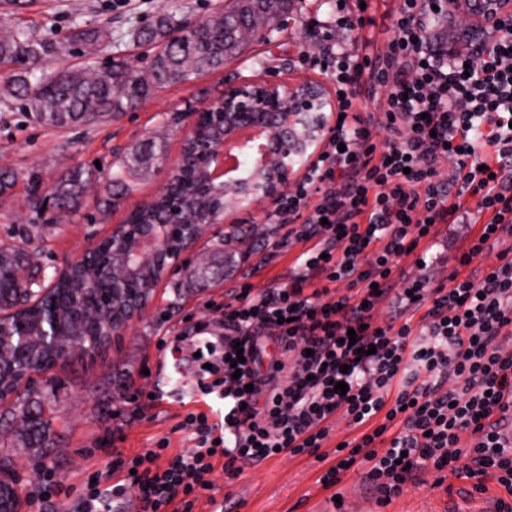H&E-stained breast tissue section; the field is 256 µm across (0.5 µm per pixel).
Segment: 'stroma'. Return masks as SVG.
<instances>
[{"label":"stroma","instance_id":"1","mask_svg":"<svg viewBox=\"0 0 512 512\" xmlns=\"http://www.w3.org/2000/svg\"><path fill=\"white\" fill-rule=\"evenodd\" d=\"M219 0H26L19 9L21 22L36 32L63 39L73 24L105 27L112 33L102 58L126 57L145 66L148 51L130 44L126 31L153 23L162 13L198 21ZM336 0H295L280 28L268 40L252 44L245 55L228 62L223 71L192 79L157 93L132 111L91 127L53 128L35 121L20 103L0 100V167L15 171L14 185L0 193V248L31 236L43 249L46 273L81 258L101 239L111 236L135 205L152 200L165 187L170 169H151L132 179V190L107 210L98 207L99 193H89L80 210L59 220L36 218L31 207V182L49 188L68 169L100 163L110 172L115 158L138 143L156 140L165 156L175 160L185 128L167 129L169 113L183 112L217 100L226 83L243 77L277 74L288 83L311 81L334 96L330 75L314 68L319 42L343 41L345 30L336 24ZM467 224H451L431 250L435 279L446 278L470 233ZM296 248L268 257L263 243L250 245L222 283L186 294L174 301L169 287L182 281L187 269L166 275L158 283L151 308L133 335L93 359L73 356L59 363L55 373L65 380L61 411L54 422L56 448L43 467L53 469L62 486H78L114 453L132 455L169 439V453H183L193 443L182 423L188 412L202 410L193 386L197 379L195 345L183 344L168 373L156 369L165 339L185 326L211 321L229 301L242 278L250 273L254 292L273 280H287ZM329 463L316 456H278L244 463L237 476L223 468L213 473V488L196 503L193 512H454L474 507L481 496L506 499L512 491L490 475L464 478L447 468L427 471L407 484L387 505H379L364 477V468L346 472L334 492L321 489L318 479ZM340 503H333V495Z\"/></svg>","mask_w":512,"mask_h":512}]
</instances>
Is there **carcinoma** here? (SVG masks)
<instances>
[{
    "instance_id": "obj_1",
    "label": "carcinoma",
    "mask_w": 512,
    "mask_h": 512,
    "mask_svg": "<svg viewBox=\"0 0 512 512\" xmlns=\"http://www.w3.org/2000/svg\"><path fill=\"white\" fill-rule=\"evenodd\" d=\"M291 0H224V7L208 17L189 24L161 15L147 26L126 32L129 41L152 52L150 66L137 71L126 59L112 58L101 65L98 53L112 33L101 28L76 26L65 40L55 41L16 21L0 29V69L10 73L0 92L6 98L26 101L32 117L47 126L66 128L102 122L142 104L158 92L206 73L224 69L249 44L238 38L241 26L256 29V39L274 32L281 17L288 13ZM70 44L82 46L86 57L76 68L54 69L52 65ZM163 159L162 152L128 149L113 166L107 184L89 169L73 168L52 187L49 196L33 181L32 206L41 213L51 199L56 217L78 210L89 189L104 186L101 204L109 207L117 196L130 191L129 177L141 167ZM138 224H167V197L158 196L155 208L137 213ZM41 251L25 241V246L0 249V312L11 318L0 329V345L11 350L0 358V423L13 428V437L0 443V455L42 458L56 447L51 414L60 411V381L41 374L64 360L55 344L68 334L95 347L108 346L101 336L104 321L112 319V299L130 303L140 288L112 275V269L99 267V260L88 255L71 267L67 277L51 278L43 286ZM236 256L214 258L211 266L189 275L188 288L208 286L234 266ZM93 280L110 291V299L100 298L99 289H86V304L80 319H53L51 307L69 299L72 285ZM27 336H39L40 344H28Z\"/></svg>"
}]
</instances>
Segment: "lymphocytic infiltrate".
Instances as JSON below:
<instances>
[{
	"instance_id": "lymphocytic-infiltrate-1",
	"label": "lymphocytic infiltrate",
	"mask_w": 512,
	"mask_h": 512,
	"mask_svg": "<svg viewBox=\"0 0 512 512\" xmlns=\"http://www.w3.org/2000/svg\"><path fill=\"white\" fill-rule=\"evenodd\" d=\"M360 3L337 8L352 48L328 43L318 58L340 93L339 119L273 218L284 233L270 254L301 247L287 280L260 295L240 282L220 317L171 341L196 346V391L222 401L223 415L187 414L188 452L168 454L162 439L95 471L75 491L80 512H110L132 486L141 512H192L216 467L316 454L336 415L354 436L320 476L323 489L365 464L386 505L420 473L459 461L467 476L490 473L512 490V249L492 250L512 238V12L500 28L473 21L483 38L463 55L437 38L462 0H398L381 53L362 35L371 19ZM376 98L381 109L367 110ZM467 219L474 227L446 281L401 283L407 252L428 264L444 225ZM340 281L353 293L331 297ZM386 302L394 319L381 323ZM271 328L281 356L264 368ZM239 352L245 361L232 366Z\"/></svg>"
}]
</instances>
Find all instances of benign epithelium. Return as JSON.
<instances>
[{"label":"benign epithelium","mask_w":512,"mask_h":512,"mask_svg":"<svg viewBox=\"0 0 512 512\" xmlns=\"http://www.w3.org/2000/svg\"><path fill=\"white\" fill-rule=\"evenodd\" d=\"M333 111L335 102L311 82L244 78L224 88L218 107L210 104L189 114H172L170 121L176 126L191 118L174 171L192 177L207 195L208 214L190 217L184 199L172 197L168 206L173 223L117 226L112 232V258L124 259L130 278H139L145 269L154 270L148 289L188 260L207 265L210 254L196 248L205 232L233 210L251 212L281 197L295 167L328 138L327 113ZM247 126L261 127L267 133L264 161H237L229 177L215 182L213 166L224 156V143L230 134ZM248 244V239L237 235L236 221L224 225V245ZM152 302L150 296L112 321V335L125 338Z\"/></svg>","instance_id":"1"}]
</instances>
